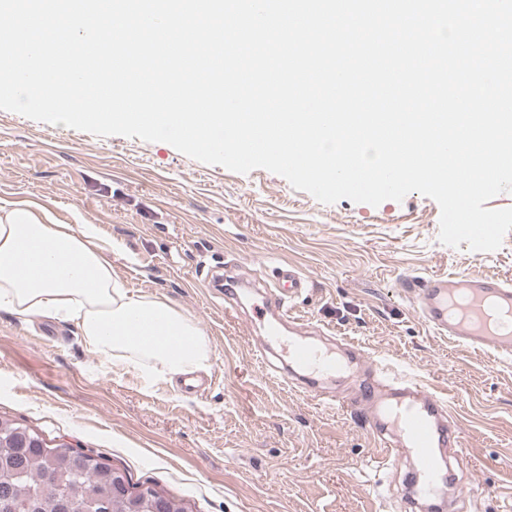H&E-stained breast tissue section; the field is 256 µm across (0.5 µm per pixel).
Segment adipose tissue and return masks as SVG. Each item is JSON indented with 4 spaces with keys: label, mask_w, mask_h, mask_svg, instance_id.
<instances>
[{
    "label": "adipose tissue",
    "mask_w": 512,
    "mask_h": 512,
    "mask_svg": "<svg viewBox=\"0 0 512 512\" xmlns=\"http://www.w3.org/2000/svg\"><path fill=\"white\" fill-rule=\"evenodd\" d=\"M111 248L94 225L53 223L39 206L0 205V309L72 317L93 351L150 383L209 370L212 348L193 319L114 278Z\"/></svg>",
    "instance_id": "1"
}]
</instances>
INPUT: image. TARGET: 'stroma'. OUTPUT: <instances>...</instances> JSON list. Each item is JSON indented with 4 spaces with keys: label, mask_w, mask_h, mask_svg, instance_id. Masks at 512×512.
Here are the masks:
<instances>
[{
    "label": "stroma",
    "mask_w": 512,
    "mask_h": 512,
    "mask_svg": "<svg viewBox=\"0 0 512 512\" xmlns=\"http://www.w3.org/2000/svg\"><path fill=\"white\" fill-rule=\"evenodd\" d=\"M94 224L129 288L169 299L209 337L213 366L145 387L113 370L76 323L0 309V415L49 444L106 456L133 482L193 512H387L397 478L377 469L356 417L269 380L262 329L224 315L206 276L230 261L262 282L288 262L313 281L293 302L323 327L449 394L476 486V512H512V360L448 344L414 312L403 281L432 272L512 279V231L493 252L440 243L438 204L410 193L373 207L324 204L280 175L240 174L164 142L98 137L0 110V203Z\"/></svg>",
    "instance_id": "stroma-1"
}]
</instances>
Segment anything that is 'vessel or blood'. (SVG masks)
<instances>
[{
  "instance_id": "b4317fda",
  "label": "vessel or blood",
  "mask_w": 512,
  "mask_h": 512,
  "mask_svg": "<svg viewBox=\"0 0 512 512\" xmlns=\"http://www.w3.org/2000/svg\"><path fill=\"white\" fill-rule=\"evenodd\" d=\"M311 286V280L295 267H279L275 282L264 288L263 309L270 315L268 338L284 345L291 364L312 373L303 388L312 398H326L317 376L350 378L353 389L342 403L372 437L375 462L397 468L405 459H413L415 496L446 503L452 471L467 467L460 443L462 428L449 399L408 376L384 378L380 361L358 344H350L349 356L340 357L304 340L306 324L290 314L288 306ZM404 286L418 318L435 334L472 352L512 358L511 280L434 273L406 280Z\"/></svg>"
}]
</instances>
